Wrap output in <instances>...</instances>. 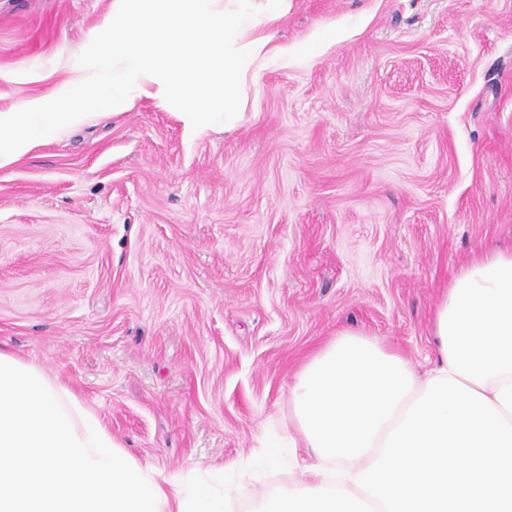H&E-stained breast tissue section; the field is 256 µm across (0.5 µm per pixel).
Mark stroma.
<instances>
[{
  "label": "stroma",
  "instance_id": "35a3bbf8",
  "mask_svg": "<svg viewBox=\"0 0 512 512\" xmlns=\"http://www.w3.org/2000/svg\"><path fill=\"white\" fill-rule=\"evenodd\" d=\"M112 0H0V112L90 69ZM242 123L198 138L154 100L0 170V350L125 451L241 496L288 390L342 330L431 367L435 310L512 249V0H292Z\"/></svg>",
  "mask_w": 512,
  "mask_h": 512
}]
</instances>
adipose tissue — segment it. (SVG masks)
<instances>
[{"mask_svg":"<svg viewBox=\"0 0 512 512\" xmlns=\"http://www.w3.org/2000/svg\"><path fill=\"white\" fill-rule=\"evenodd\" d=\"M290 0H113L88 48L95 73L0 113V169L73 126L174 106L201 137L239 124L272 65L320 55L272 30ZM438 356L416 374L398 354L343 331L290 388L299 440L270 437L261 460L301 470L304 487L254 490L252 512H512V251L461 268L434 314ZM309 448L298 456L296 446Z\"/></svg>","mask_w":512,"mask_h":512,"instance_id":"obj_1","label":"adipose tissue"}]
</instances>
